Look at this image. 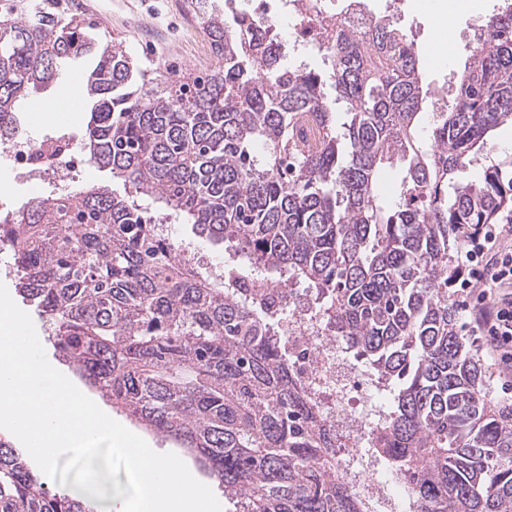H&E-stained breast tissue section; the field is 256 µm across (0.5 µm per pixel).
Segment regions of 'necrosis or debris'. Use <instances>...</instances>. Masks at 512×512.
<instances>
[{"label": "necrosis or debris", "instance_id": "1", "mask_svg": "<svg viewBox=\"0 0 512 512\" xmlns=\"http://www.w3.org/2000/svg\"><path fill=\"white\" fill-rule=\"evenodd\" d=\"M253 14L264 21L275 18L286 23L288 42L295 47L321 38L325 28L336 25L328 0H258ZM45 146V140L28 137L10 142L6 155L12 171L66 179L82 156L78 140L70 139L67 149L50 163L42 155ZM281 325L296 378L316 400L323 421L335 426L342 436V452L336 457L338 471L357 477L382 512H394L407 498L406 488L359 451L364 432L374 426L367 409L384 406V394L374 384L365 383L364 371L350 362L336 337L320 323L311 299L296 298L289 310L282 312Z\"/></svg>", "mask_w": 512, "mask_h": 512}]
</instances>
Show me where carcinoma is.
Returning <instances> with one entry per match:
<instances>
[{
    "label": "carcinoma",
    "mask_w": 512,
    "mask_h": 512,
    "mask_svg": "<svg viewBox=\"0 0 512 512\" xmlns=\"http://www.w3.org/2000/svg\"><path fill=\"white\" fill-rule=\"evenodd\" d=\"M194 18L220 65L190 83L134 67L76 21L0 24V136L23 138L19 103L94 59L87 161L237 259L222 278L181 265L137 201L105 185L30 200L0 234L59 357L194 455L237 512H372L336 474V430L272 334L277 315L237 290L250 275L303 284L388 394L364 454L406 484L408 512H512V405L489 400L448 291L454 252L512 216V158H490L512 124V0L478 29L439 112L423 111L419 58L387 15L338 26L329 72L285 63L265 21L211 0ZM387 166L401 171L392 199ZM0 512L92 510L50 493L0 438Z\"/></svg>",
    "instance_id": "cac0c4a2"
}]
</instances>
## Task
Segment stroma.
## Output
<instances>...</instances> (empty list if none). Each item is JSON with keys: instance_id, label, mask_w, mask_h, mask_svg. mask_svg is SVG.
<instances>
[{"instance_id": "1", "label": "stroma", "mask_w": 512, "mask_h": 512, "mask_svg": "<svg viewBox=\"0 0 512 512\" xmlns=\"http://www.w3.org/2000/svg\"><path fill=\"white\" fill-rule=\"evenodd\" d=\"M183 0H0V20L28 17L44 8L60 21L72 19L92 27L99 36L123 44L133 63L172 81L188 79L213 70L217 59L206 35L193 30L183 36L180 15ZM502 0H471L470 6L455 12L450 24L452 37L447 43L445 62L432 64L435 52L433 32L437 21L432 12L417 5V0H364V7L376 15L393 12L394 22L413 41L423 72V89L428 101L445 97L456 73L472 51L470 34L481 20L495 13ZM92 66L82 60L70 67L59 83L40 90L30 103L21 104L18 118L32 138H49L62 134L82 136L90 118L91 103L81 95L84 73ZM42 104L40 113L30 110L31 103ZM0 213H18L27 202L38 196L59 192L58 183L42 182L16 174L0 161Z\"/></svg>"}]
</instances>
